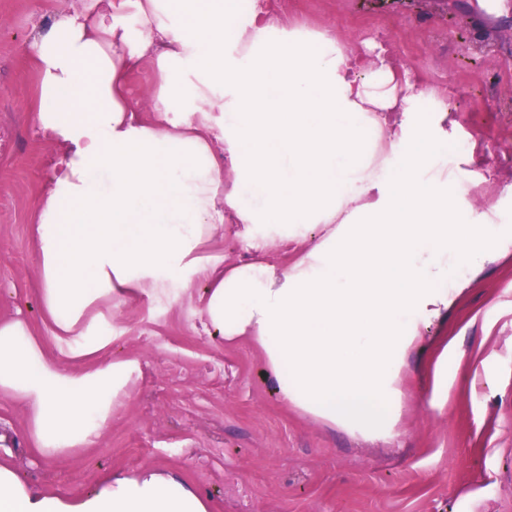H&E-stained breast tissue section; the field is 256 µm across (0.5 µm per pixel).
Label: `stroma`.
<instances>
[{
  "instance_id": "1",
  "label": "stroma",
  "mask_w": 512,
  "mask_h": 512,
  "mask_svg": "<svg viewBox=\"0 0 512 512\" xmlns=\"http://www.w3.org/2000/svg\"><path fill=\"white\" fill-rule=\"evenodd\" d=\"M84 0H0V315L38 320L31 206L55 154L25 112L34 75L21 46L44 11ZM311 27L384 39L413 56L436 87L453 88L452 139H486L491 123L512 127V15L478 0H296ZM474 187L475 209L512 225V179L453 159ZM196 297L129 299L113 311L112 355L139 360L141 374L96 443L71 457L35 456L23 440L25 412L0 397V456L30 482L63 492L145 467L173 469L206 493L217 512H512V245L468 270L448 313L401 371L396 434L367 440L285 408L263 354L227 348L206 332Z\"/></svg>"
}]
</instances>
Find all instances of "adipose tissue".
<instances>
[{
    "mask_svg": "<svg viewBox=\"0 0 512 512\" xmlns=\"http://www.w3.org/2000/svg\"><path fill=\"white\" fill-rule=\"evenodd\" d=\"M27 112L57 153L30 237L42 319L0 316V396L42 458L92 447L137 359L108 357L109 310L202 283L209 335L264 355L284 405L391 436L399 375L461 273L512 243L438 166L448 102L390 49L287 23L271 0H89L23 48ZM151 64L150 119L128 83ZM257 259L207 253L225 212ZM318 237L292 263L270 244ZM71 368H64V361ZM0 512H216L174 470L112 474L86 494L0 458Z\"/></svg>",
    "mask_w": 512,
    "mask_h": 512,
    "instance_id": "ef3b65f1",
    "label": "adipose tissue"
}]
</instances>
